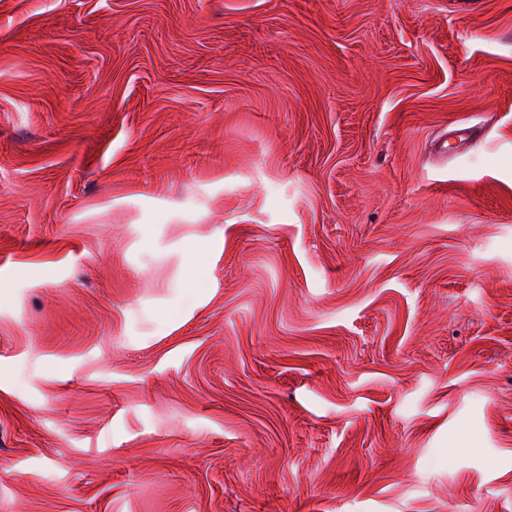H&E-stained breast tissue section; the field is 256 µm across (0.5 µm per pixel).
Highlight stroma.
Here are the masks:
<instances>
[{
  "mask_svg": "<svg viewBox=\"0 0 512 512\" xmlns=\"http://www.w3.org/2000/svg\"><path fill=\"white\" fill-rule=\"evenodd\" d=\"M452 2L0 0V512H512V0Z\"/></svg>",
  "mask_w": 512,
  "mask_h": 512,
  "instance_id": "1",
  "label": "stroma"
}]
</instances>
